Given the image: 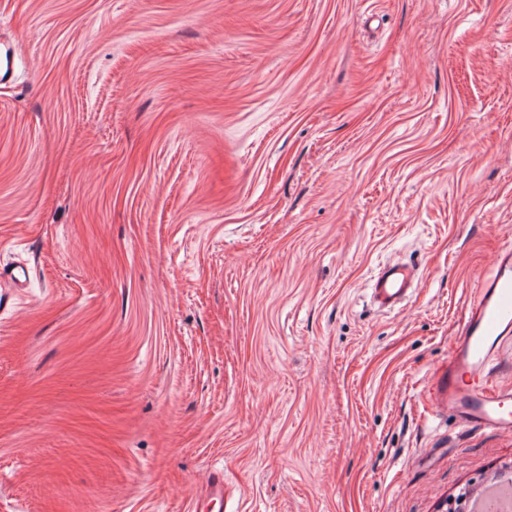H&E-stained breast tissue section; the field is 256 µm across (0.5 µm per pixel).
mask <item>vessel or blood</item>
<instances>
[{"label": "vessel or blood", "mask_w": 512, "mask_h": 512, "mask_svg": "<svg viewBox=\"0 0 512 512\" xmlns=\"http://www.w3.org/2000/svg\"><path fill=\"white\" fill-rule=\"evenodd\" d=\"M30 282L26 268L0 269V309L13 306ZM420 285L418 269L393 263L371 281V295L382 310L403 307ZM512 345V248L498 251L477 286L448 364L436 382L437 401L459 422L512 434V386L490 384L501 353Z\"/></svg>", "instance_id": "vessel-or-blood-1"}]
</instances>
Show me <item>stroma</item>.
I'll return each instance as SVG.
<instances>
[{
  "mask_svg": "<svg viewBox=\"0 0 512 512\" xmlns=\"http://www.w3.org/2000/svg\"><path fill=\"white\" fill-rule=\"evenodd\" d=\"M0 512H446L512 245V0H0ZM421 286L384 314L379 265ZM512 343V248L498 251L479 278L448 365L436 382L438 404L459 422L512 434V386L489 377ZM29 282V272L23 266L0 269V309L2 312L19 300L21 296L18 292L19 289L27 288Z\"/></svg>",
  "mask_w": 512,
  "mask_h": 512,
  "instance_id": "35a3bbf8",
  "label": "stroma"
}]
</instances>
